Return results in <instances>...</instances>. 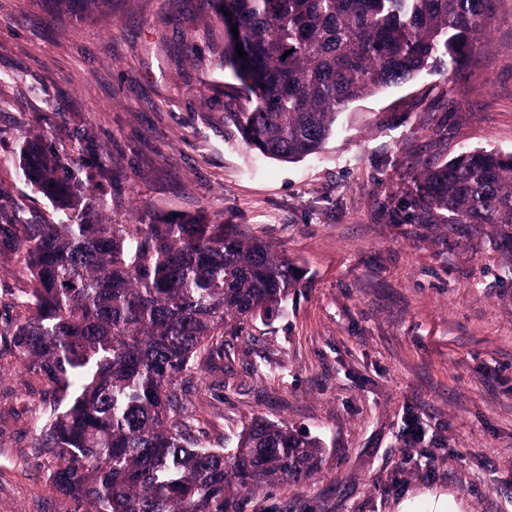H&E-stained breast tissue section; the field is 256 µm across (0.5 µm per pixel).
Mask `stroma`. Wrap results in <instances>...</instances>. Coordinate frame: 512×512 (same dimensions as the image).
Instances as JSON below:
<instances>
[{"instance_id":"obj_1","label":"stroma","mask_w":512,"mask_h":512,"mask_svg":"<svg viewBox=\"0 0 512 512\" xmlns=\"http://www.w3.org/2000/svg\"><path fill=\"white\" fill-rule=\"evenodd\" d=\"M202 8L113 0L111 21L75 24L0 0V208L29 224L54 215L15 169L33 126H63L125 170L84 176L113 223L145 207L202 214L307 267L312 285L287 311L225 334L223 359L178 382L200 446L258 417L325 444L310 479L251 489L225 512H512V284L491 250L434 245L376 208L420 161L512 151V0L471 68L349 103L324 151L295 163L225 124L224 26H203ZM26 282L0 254L2 334ZM48 404L39 376L0 355V512H77L36 446Z\"/></svg>"}]
</instances>
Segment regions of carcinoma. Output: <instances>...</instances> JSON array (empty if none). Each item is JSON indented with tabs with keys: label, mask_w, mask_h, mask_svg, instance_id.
Here are the masks:
<instances>
[{
	"label": "carcinoma",
	"mask_w": 512,
	"mask_h": 512,
	"mask_svg": "<svg viewBox=\"0 0 512 512\" xmlns=\"http://www.w3.org/2000/svg\"><path fill=\"white\" fill-rule=\"evenodd\" d=\"M33 4L76 21L112 16V0ZM213 19L236 79L224 85V120L261 154L296 162L324 148L349 103L432 68L452 80L490 34L495 0H208ZM89 164L119 175L106 155L26 138L17 176L55 215L22 224L0 211V247L28 276L9 344L71 401L36 420L56 489L82 512H224L243 490L311 477L324 446L307 432L256 418L230 447L196 448L176 419L179 378L224 356L226 332L288 310L309 287L304 268L201 215L145 210L114 224L79 177ZM377 206L436 245H489L512 276V152L425 164Z\"/></svg>",
	"instance_id": "carcinoma-1"
}]
</instances>
